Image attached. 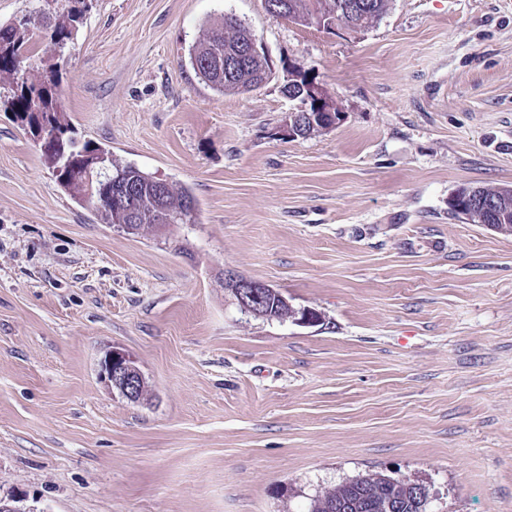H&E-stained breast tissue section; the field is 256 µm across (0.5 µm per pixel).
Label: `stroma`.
I'll return each instance as SVG.
<instances>
[{"label":"stroma","mask_w":512,"mask_h":512,"mask_svg":"<svg viewBox=\"0 0 512 512\" xmlns=\"http://www.w3.org/2000/svg\"><path fill=\"white\" fill-rule=\"evenodd\" d=\"M228 15L271 72L221 96L187 57ZM65 62L79 136L191 190L197 219L99 223L0 107V495L307 512L381 471L428 512H512V235L450 206L512 186V0H389L358 32L263 0H89ZM298 68L344 117L284 140ZM228 270L322 322L243 314ZM114 348L146 400L101 378Z\"/></svg>","instance_id":"35a3bbf8"}]
</instances>
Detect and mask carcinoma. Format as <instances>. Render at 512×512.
Instances as JSON below:
<instances>
[{"instance_id":"obj_1","label":"carcinoma","mask_w":512,"mask_h":512,"mask_svg":"<svg viewBox=\"0 0 512 512\" xmlns=\"http://www.w3.org/2000/svg\"><path fill=\"white\" fill-rule=\"evenodd\" d=\"M51 10L37 18L27 17L17 23L0 26V86L8 87L5 109L14 113L22 127L38 138L42 159L52 170L59 187L78 203L89 207L102 224L136 223V229L154 224H193L197 203L185 189L168 186L162 196L156 195L159 178L131 165H121L112 153L96 142L79 139L66 117L61 100L64 49L72 42L88 11L87 0H52ZM279 17L302 26L328 30L344 26L357 31L372 25L386 12L388 0H279ZM250 30L237 19L226 16L224 24L207 30L204 38L188 52L189 64L201 83L213 92L244 93L261 82L270 72L262 54L242 58L241 76H226L210 66L218 51L226 54L249 43ZM36 71L39 79L28 81L27 73ZM103 158L110 167L109 175H101L89 184L85 166L90 158ZM119 183L135 190L140 199L136 219L127 208L112 200V185ZM512 208V196L498 198V204L482 213L486 224L502 223L500 211ZM265 307L278 319H289L293 311L282 301V293L267 290ZM405 495V490L392 483L382 472H373L338 484L311 502V512H332L340 498L357 504L354 512H380L379 504Z\"/></svg>"}]
</instances>
